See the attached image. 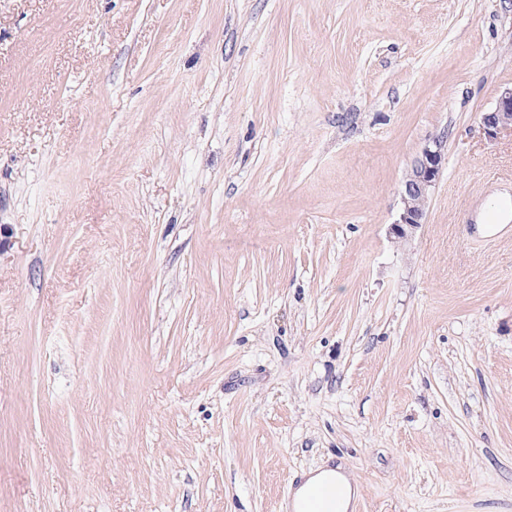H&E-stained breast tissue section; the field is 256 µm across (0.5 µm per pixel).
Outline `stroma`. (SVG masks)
I'll return each instance as SVG.
<instances>
[{
	"label": "stroma",
	"instance_id": "stroma-1",
	"mask_svg": "<svg viewBox=\"0 0 512 512\" xmlns=\"http://www.w3.org/2000/svg\"><path fill=\"white\" fill-rule=\"evenodd\" d=\"M510 86L512 0H0V512H512ZM479 124L489 138H496L504 130L512 133V86L501 91L493 109L480 114ZM444 146V137L435 136L412 160L402 183L398 217L390 225L395 238H411L424 224L428 202L443 172ZM325 481L334 483L337 491L336 499L334 500L335 492L331 487H316L311 492L307 510L302 512H324L323 510L328 507L332 500L334 502L330 507L336 509L337 512H346L348 509H352V499L357 494V488L340 467L337 469L322 468L310 474L304 483L293 491L290 501L284 504V509L300 512L299 507L305 503L310 488Z\"/></svg>",
	"mask_w": 512,
	"mask_h": 512
}]
</instances>
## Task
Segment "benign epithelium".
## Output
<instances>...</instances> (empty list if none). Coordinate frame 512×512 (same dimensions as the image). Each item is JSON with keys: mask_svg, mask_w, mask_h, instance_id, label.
Returning <instances> with one entry per match:
<instances>
[{"mask_svg": "<svg viewBox=\"0 0 512 512\" xmlns=\"http://www.w3.org/2000/svg\"><path fill=\"white\" fill-rule=\"evenodd\" d=\"M479 124L489 138L497 137L504 130L512 132V87L501 91L493 109L480 114ZM444 164V137L435 136L412 160L404 177L401 208L390 225V233L395 238L408 239L425 223L428 202Z\"/></svg>", "mask_w": 512, "mask_h": 512, "instance_id": "7a95c632", "label": "benign epithelium"}]
</instances>
